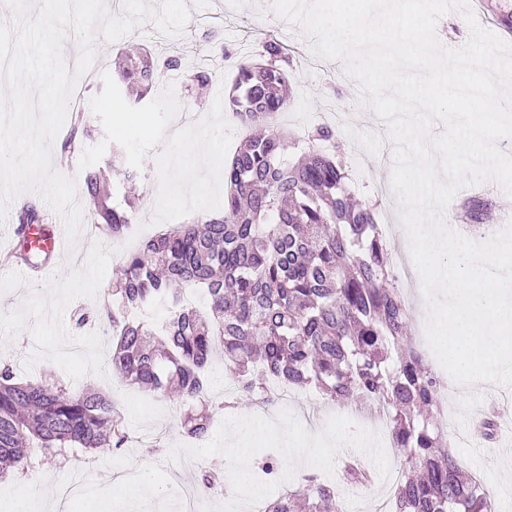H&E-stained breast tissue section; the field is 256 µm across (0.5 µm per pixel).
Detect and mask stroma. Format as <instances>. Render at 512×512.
<instances>
[{
  "mask_svg": "<svg viewBox=\"0 0 512 512\" xmlns=\"http://www.w3.org/2000/svg\"><path fill=\"white\" fill-rule=\"evenodd\" d=\"M186 4L190 16L185 31L170 40L171 45L185 47L179 55L181 66L173 72L161 71L154 92H161L171 77H178L182 108L209 114L216 95L229 93L235 73L228 67L220 69L200 93L193 82L196 70L192 60L224 51L245 55L257 51L266 34H275L298 52L290 79L291 105L281 114V125L292 131L320 123L327 112L346 113L347 121L338 135L344 143L350 188L359 199L377 203L383 223L390 226L391 242H407L391 185L389 125L361 102L359 85L346 74L344 62L317 54L312 39L298 25L274 12L272 0H186ZM467 11L484 31L512 43V29L503 23L504 17L512 15V0H468L465 10H453L438 20L435 34L441 46L459 50L469 43L471 31L463 17ZM135 46L151 48V31L141 26L114 42L97 39L99 72L83 84L81 109H89L91 98L102 91V72L111 71L116 57ZM157 190V168L149 158L140 171L137 222L131 225L125 245L112 243L100 231L91 236L80 234L49 277L38 283L16 277L7 266L16 244L17 212L21 205H35L47 223L59 228L64 225L62 217L40 195L25 192L9 204L0 220V360L11 361L17 376L27 382L51 375L71 388L85 387L109 395L128 436L122 447L80 453L76 466L31 460L24 470L0 481V512H123L125 501L115 495L111 475L135 457L148 464L144 478L149 492L139 503L141 512H180L179 489L168 483V474L197 473L201 465L224 459L240 448L248 449L252 461L260 448L282 452L287 432L302 448L311 444L313 437L326 439L338 432L370 441V450L358 454L372 479L356 489L347 485L342 476L344 462L356 453L338 448L314 471L302 461L281 460V478L260 489L261 500L300 487L314 472L335 485L341 512H374L375 500L387 501L392 495L386 472H402L406 460L390 448L387 436L373 437V416L357 413L353 403L332 400L312 386L297 388L291 390L289 404L270 411L246 402L225 410L216 416L210 436L198 443L185 437L181 428L188 404L175 398H156L115 376L111 328L75 324V310L111 303L112 278L123 264L124 250L136 248L142 238L156 232L151 219ZM504 392V386L493 383L464 392L456 417L458 432L446 434L445 439L464 469L476 475L489 492L497 512H512V431L503 429L488 439L477 430L483 414L502 401ZM155 423L166 428L167 448L162 452L155 448V437L149 432ZM80 465L99 470L100 476L68 506H61L60 494L73 483Z\"/></svg>",
  "mask_w": 512,
  "mask_h": 512,
  "instance_id": "1",
  "label": "stroma"
}]
</instances>
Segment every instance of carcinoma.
Wrapping results in <instances>:
<instances>
[{"mask_svg": "<svg viewBox=\"0 0 512 512\" xmlns=\"http://www.w3.org/2000/svg\"><path fill=\"white\" fill-rule=\"evenodd\" d=\"M179 57H118L113 73L143 98L159 70H173ZM294 55L267 36L258 57L237 60L236 79L225 108L249 136L224 165V209L190 224L146 238L128 254L113 282L116 307L77 311L79 327L106 323L114 329L112 369L122 380L161 397L177 393L211 413L184 423L190 438L205 437L213 404L204 372L214 355L224 356L239 396L255 405L270 402L280 388L313 385L335 401L386 411L393 447L411 471L393 492V512H490L488 496L455 455L441 446L437 419L438 380L407 345L409 310L390 264L373 204L352 202L336 129L322 124L308 136V150L290 162L288 133L275 122L288 108ZM90 122L76 113L63 148L77 135L91 136ZM334 142L326 152L317 142ZM101 169L82 176L97 204L99 224L121 238L134 219V202L111 204ZM463 224L493 220L492 203L461 200ZM202 294V308L185 307L159 326L146 318L154 306L175 307L184 293ZM127 441L112 399L75 391L58 379L38 384L18 379L0 361V477L39 456L71 460L76 449L119 448ZM257 472L273 479L278 460L259 456ZM223 472L200 469L204 491ZM266 512H338L335 491L316 476L268 502Z\"/></svg>", "mask_w": 512, "mask_h": 512, "instance_id": "carcinoma-1", "label": "carcinoma"}]
</instances>
